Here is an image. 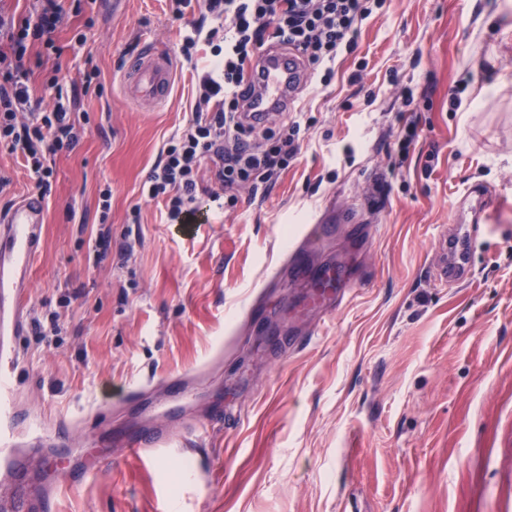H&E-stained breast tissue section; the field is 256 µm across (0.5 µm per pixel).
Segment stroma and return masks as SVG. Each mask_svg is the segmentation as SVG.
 <instances>
[{"mask_svg":"<svg viewBox=\"0 0 512 512\" xmlns=\"http://www.w3.org/2000/svg\"><path fill=\"white\" fill-rule=\"evenodd\" d=\"M91 17L71 18L62 55L31 80L43 97L60 69L88 120L48 160L14 385L38 413L180 424L200 481L190 488L179 461L119 457L63 489L55 512H512V0H385L330 84L301 87L294 109L312 124L268 194L244 188L222 209L205 174L195 224L167 223L141 194L197 110L190 71L160 110L123 89L142 42L175 53L181 22L169 0H97ZM414 112L423 132L403 156ZM1 174L13 187L0 209L36 189L4 147ZM354 200L369 237L312 241L311 259L362 281L309 302L288 273L292 237ZM462 216L492 232L448 287L434 275L439 237ZM55 312L56 344L38 331ZM197 369L176 395L174 379ZM141 384L151 399L127 398Z\"/></svg>","mask_w":512,"mask_h":512,"instance_id":"1","label":"stroma"}]
</instances>
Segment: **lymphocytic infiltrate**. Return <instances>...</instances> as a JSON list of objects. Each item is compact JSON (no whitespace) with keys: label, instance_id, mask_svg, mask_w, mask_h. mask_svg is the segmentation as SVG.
<instances>
[{"label":"lymphocytic infiltrate","instance_id":"1","mask_svg":"<svg viewBox=\"0 0 512 512\" xmlns=\"http://www.w3.org/2000/svg\"><path fill=\"white\" fill-rule=\"evenodd\" d=\"M62 2L34 0L30 15L24 17L0 12V145L22 157L43 191L53 174L47 155L73 148L78 130L74 101L59 76L44 83L53 93L52 108H41L33 99L30 61L61 54L58 29L69 14H81L96 0H73L69 11ZM382 4L383 0H171L173 17L188 22L179 52L195 67V92L202 110L163 145L142 195L161 202L171 223H192L206 162L215 167L214 178L224 190L227 206L236 205L241 187L265 193L297 156L302 127L292 119L272 134L270 145L243 146L248 128L237 87L247 66L276 41L322 69V83H330L337 54L356 51L359 24ZM203 40L213 49L211 59L200 66L195 55Z\"/></svg>","mask_w":512,"mask_h":512}]
</instances>
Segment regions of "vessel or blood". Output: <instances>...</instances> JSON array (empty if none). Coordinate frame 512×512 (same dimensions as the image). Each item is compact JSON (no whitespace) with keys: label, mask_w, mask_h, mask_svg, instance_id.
Segmentation results:
<instances>
[{"label":"vessel or blood","mask_w":512,"mask_h":512,"mask_svg":"<svg viewBox=\"0 0 512 512\" xmlns=\"http://www.w3.org/2000/svg\"><path fill=\"white\" fill-rule=\"evenodd\" d=\"M176 64L169 53L147 45L126 70L125 92L135 100L162 104L169 100ZM307 77L305 62L284 50L266 49L254 60L242 82L252 89L245 110L248 122L265 121L277 112L293 109L296 92ZM46 217L44 198L25 195L10 208L0 211V512H53L63 487H75L99 473L107 457L92 456L83 464L68 460L73 424L64 419L38 420L14 389L11 375L20 361L18 343L29 324L28 284L42 244ZM461 239H443L442 250L454 261L437 268L440 281L457 284L468 275L465 253L459 241L487 237L488 227L478 224L461 228ZM292 274L307 279L310 287L335 288L341 270L314 267L308 262L303 244L290 253ZM174 426L161 425L137 430L122 437L119 444L126 457L151 461L171 451ZM58 467L54 478H46L50 467Z\"/></svg>","instance_id":"1"}]
</instances>
